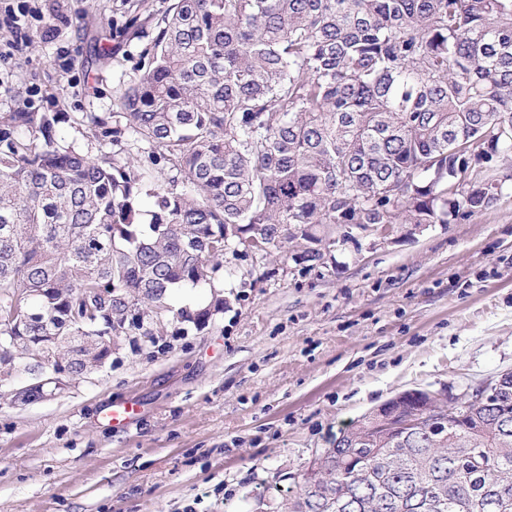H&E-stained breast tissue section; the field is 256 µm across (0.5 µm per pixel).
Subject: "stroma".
<instances>
[{
    "label": "stroma",
    "instance_id": "1",
    "mask_svg": "<svg viewBox=\"0 0 512 512\" xmlns=\"http://www.w3.org/2000/svg\"><path fill=\"white\" fill-rule=\"evenodd\" d=\"M169 4L0 0V113H67L58 144L96 154L85 117L117 111ZM336 233L312 267L227 258L223 313L125 337L55 397L15 402L26 372L0 383V512H279L350 421L512 370V197L455 224ZM125 402L141 413L113 428L102 411Z\"/></svg>",
    "mask_w": 512,
    "mask_h": 512
}]
</instances>
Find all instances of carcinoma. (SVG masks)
Instances as JSON below:
<instances>
[{
    "label": "carcinoma",
    "mask_w": 512,
    "mask_h": 512,
    "mask_svg": "<svg viewBox=\"0 0 512 512\" xmlns=\"http://www.w3.org/2000/svg\"><path fill=\"white\" fill-rule=\"evenodd\" d=\"M143 59L119 111L89 116L93 156L58 145L63 113H0V346L53 336L76 376L104 336L224 311V258L248 254L228 229L315 263L338 224L458 223L512 184V0H172ZM184 287L213 300L176 308ZM450 404L351 422L286 512H512V372Z\"/></svg>",
    "instance_id": "1"
}]
</instances>
